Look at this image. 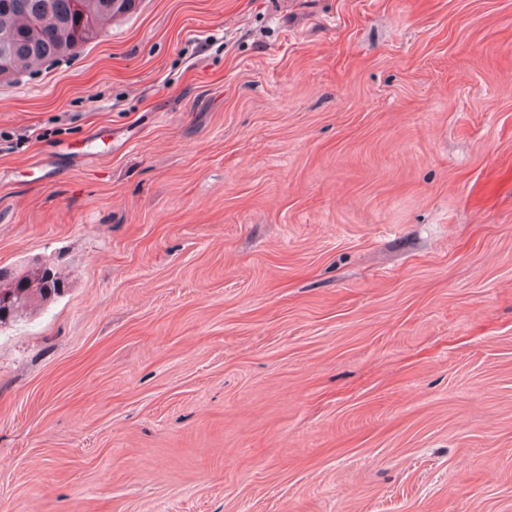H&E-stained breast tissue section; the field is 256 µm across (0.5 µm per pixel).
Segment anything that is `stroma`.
Here are the masks:
<instances>
[{
  "mask_svg": "<svg viewBox=\"0 0 512 512\" xmlns=\"http://www.w3.org/2000/svg\"><path fill=\"white\" fill-rule=\"evenodd\" d=\"M0 512H512V0H140L0 82ZM52 272V281L49 282L43 270H30L29 273L20 274L23 277L20 280H10L5 283L3 277H0V306L1 308L10 309L13 305L12 312L15 309L23 308L30 303L36 295L42 299L51 292L56 293L60 285V277L56 272ZM11 296H5V295ZM13 297V298H12ZM0 308V321L3 318V310Z\"/></svg>",
  "mask_w": 512,
  "mask_h": 512,
  "instance_id": "obj_1",
  "label": "stroma"
}]
</instances>
